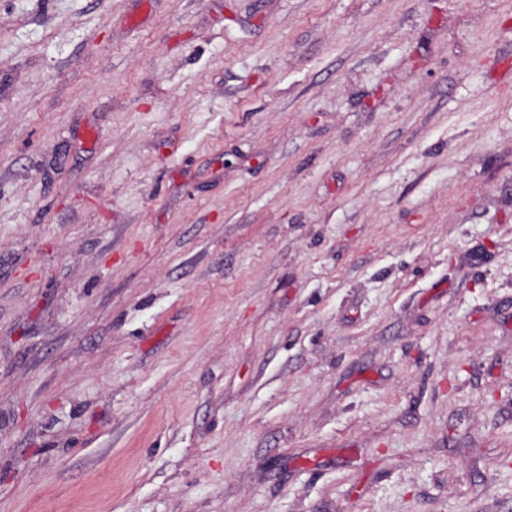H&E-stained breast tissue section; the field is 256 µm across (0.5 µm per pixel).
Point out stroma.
I'll use <instances>...</instances> for the list:
<instances>
[{
	"label": "stroma",
	"instance_id": "stroma-1",
	"mask_svg": "<svg viewBox=\"0 0 512 512\" xmlns=\"http://www.w3.org/2000/svg\"><path fill=\"white\" fill-rule=\"evenodd\" d=\"M0 512H512V0H0Z\"/></svg>",
	"mask_w": 512,
	"mask_h": 512
}]
</instances>
